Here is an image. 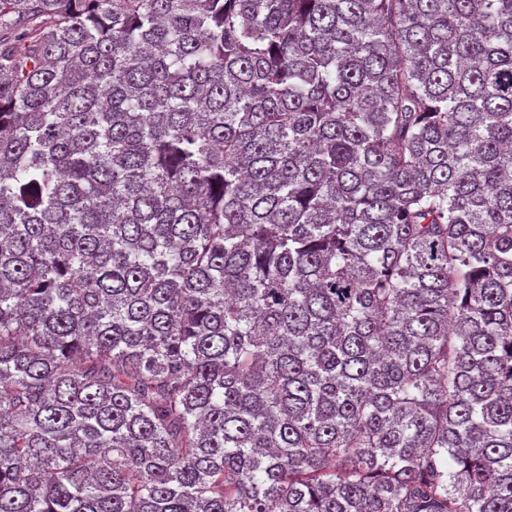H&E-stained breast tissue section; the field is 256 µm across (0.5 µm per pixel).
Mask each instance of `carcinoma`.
Here are the masks:
<instances>
[{"instance_id":"carcinoma-1","label":"carcinoma","mask_w":512,"mask_h":512,"mask_svg":"<svg viewBox=\"0 0 512 512\" xmlns=\"http://www.w3.org/2000/svg\"><path fill=\"white\" fill-rule=\"evenodd\" d=\"M0 512H512V0H0Z\"/></svg>"}]
</instances>
